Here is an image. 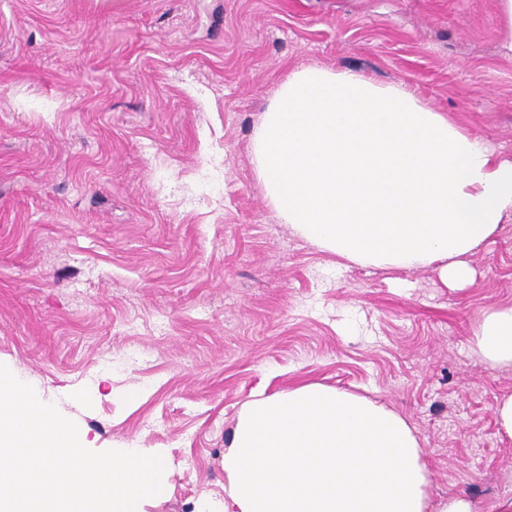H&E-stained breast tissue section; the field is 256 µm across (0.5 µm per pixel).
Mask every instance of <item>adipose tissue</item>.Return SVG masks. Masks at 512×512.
I'll return each instance as SVG.
<instances>
[{"instance_id":"adipose-tissue-1","label":"adipose tissue","mask_w":512,"mask_h":512,"mask_svg":"<svg viewBox=\"0 0 512 512\" xmlns=\"http://www.w3.org/2000/svg\"><path fill=\"white\" fill-rule=\"evenodd\" d=\"M253 161L279 218L358 266L431 267L468 283L466 261L512 215V162L419 104L403 85L304 68L253 134ZM489 369L512 368V305L469 338ZM216 512H471L432 500L413 426L365 397L317 382L253 395L224 451Z\"/></svg>"}]
</instances>
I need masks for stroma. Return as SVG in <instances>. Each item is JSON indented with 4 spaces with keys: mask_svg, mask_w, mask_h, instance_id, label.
Listing matches in <instances>:
<instances>
[{
    "mask_svg": "<svg viewBox=\"0 0 512 512\" xmlns=\"http://www.w3.org/2000/svg\"><path fill=\"white\" fill-rule=\"evenodd\" d=\"M497 0H0V364L93 451L161 454L142 512H211L253 391L320 382L414 427L433 500L506 497L468 349L512 304V217L460 289L352 265L268 203L255 127L294 70L404 85L512 161Z\"/></svg>",
    "mask_w": 512,
    "mask_h": 512,
    "instance_id": "1",
    "label": "stroma"
}]
</instances>
